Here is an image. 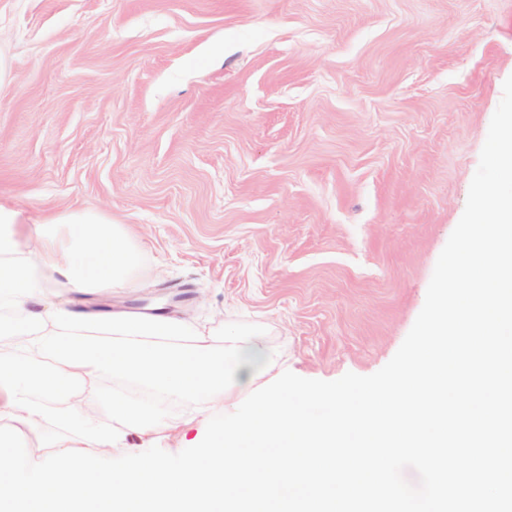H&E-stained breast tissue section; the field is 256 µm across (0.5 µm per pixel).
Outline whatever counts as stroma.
<instances>
[{
    "instance_id": "35a3bbf8",
    "label": "stroma",
    "mask_w": 512,
    "mask_h": 512,
    "mask_svg": "<svg viewBox=\"0 0 512 512\" xmlns=\"http://www.w3.org/2000/svg\"><path fill=\"white\" fill-rule=\"evenodd\" d=\"M0 58V202L101 211L143 248L145 283L66 305L259 325L271 378L333 381L381 369L424 305L512 0H0Z\"/></svg>"
}]
</instances>
